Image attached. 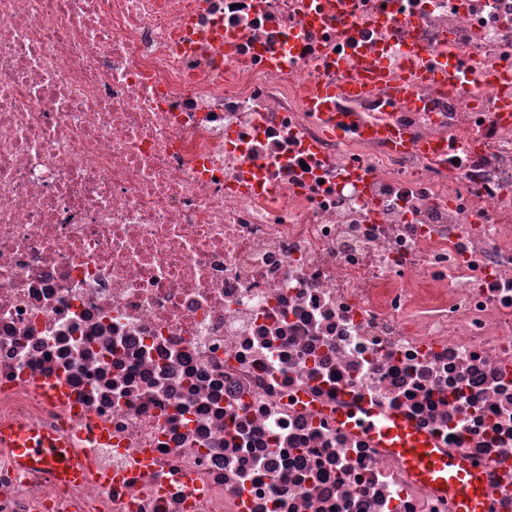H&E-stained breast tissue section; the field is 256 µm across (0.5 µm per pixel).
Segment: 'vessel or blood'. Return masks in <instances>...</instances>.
Here are the masks:
<instances>
[{
  "label": "vessel or blood",
  "mask_w": 512,
  "mask_h": 512,
  "mask_svg": "<svg viewBox=\"0 0 512 512\" xmlns=\"http://www.w3.org/2000/svg\"><path fill=\"white\" fill-rule=\"evenodd\" d=\"M356 426L366 430L403 461L414 478L433 493L451 498L456 512H489L496 489L485 465L465 453L447 454L431 438L397 414L365 413ZM21 466L47 471L59 482L78 479L82 470L69 457L61 433L33 427L6 434Z\"/></svg>",
  "instance_id": "obj_1"
}]
</instances>
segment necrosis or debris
<instances>
[{
  "instance_id": "obj_1",
  "label": "necrosis or debris",
  "mask_w": 512,
  "mask_h": 512,
  "mask_svg": "<svg viewBox=\"0 0 512 512\" xmlns=\"http://www.w3.org/2000/svg\"><path fill=\"white\" fill-rule=\"evenodd\" d=\"M507 107L512 0H0V512H512ZM366 430L403 461L414 478L436 495L451 498L457 512H488L498 491L487 479V466L465 453L447 454L431 438L397 414L366 412L350 421ZM0 436L16 448L17 462L21 466L47 471L62 483L83 475L81 468L70 459L61 433L33 427L14 433L4 431Z\"/></svg>"
}]
</instances>
